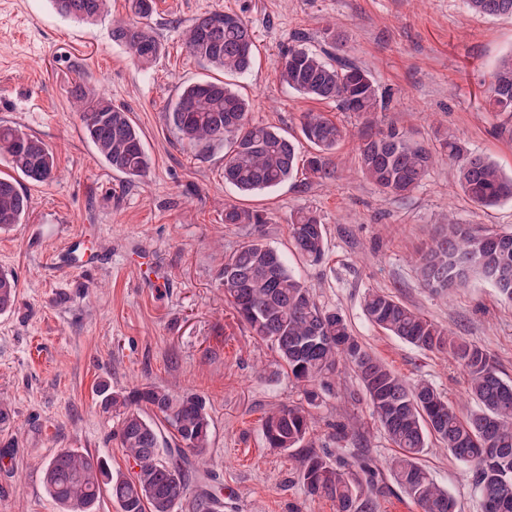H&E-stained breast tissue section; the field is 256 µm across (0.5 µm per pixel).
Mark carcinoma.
Masks as SVG:
<instances>
[{"label": "carcinoma", "mask_w": 512, "mask_h": 512, "mask_svg": "<svg viewBox=\"0 0 512 512\" xmlns=\"http://www.w3.org/2000/svg\"><path fill=\"white\" fill-rule=\"evenodd\" d=\"M51 2L60 16L85 23L95 21L108 5V0ZM465 6L485 17H512V0H465ZM128 8L134 19L115 21L112 40L124 45L138 66L147 67L164 50L149 23L154 0H129ZM184 39L193 58L226 75H242L253 66L255 36L236 14L202 13L185 29ZM322 42L319 51L298 40L289 45L277 60L279 79L306 98L333 102L339 111L364 120L356 135L358 170L380 192L409 195L437 161L446 160L455 166L458 185L475 207L512 200V174L488 156L455 138H438L430 146L391 121L375 122L372 116L387 109L390 95L345 54L342 30L324 28ZM70 99L86 139L108 167L130 183L144 177L149 157L128 111L82 81L71 85ZM486 103L502 117L497 133L512 139V53L490 73ZM166 119L189 146L204 152L225 149L224 182L242 193L275 188L297 174L308 184L336 181L331 154L350 137L342 121L305 112L300 130L312 151L302 154L279 129L249 118V103L218 79L184 86ZM0 156L31 182L43 184L57 177L55 157L43 140L16 125H0ZM29 207V197L17 181L0 177V232L21 223ZM224 223L258 229L266 219L255 210L226 203ZM485 235L496 242L488 246L473 225L448 220L418 261L424 287L446 293L478 277L512 301V232ZM288 236L306 261L324 260L326 230L317 211L293 210ZM219 281L240 320L270 343L299 387L298 401L265 414L262 431L269 447L298 459L307 496L334 502L336 512H378L381 499L392 493L370 464L361 423L330 424L334 454L316 439L315 410L333 393L336 377L349 368L358 383L351 397L365 401L397 448L389 471L419 512H456L452 497L420 463L432 437L470 469L483 512H512V382L500 375L487 350L392 293L370 290L364 295V312L374 326L422 352L451 358L463 374L467 396L478 405L465 412L449 405L431 384L409 383L392 371L355 336L340 311L317 303L262 234L224 258ZM16 293L14 276L0 272V313L12 308ZM96 392L102 409L118 418L113 435L133 461V475H114L104 458L64 448L44 464V484L59 512H93L105 488L121 512H175L193 477L196 512L224 507L220 491L209 484V472L201 468L210 442V420L201 396L151 383L114 390L105 380L98 382Z\"/></svg>", "instance_id": "carcinoma-1"}]
</instances>
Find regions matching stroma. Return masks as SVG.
<instances>
[{"instance_id":"obj_1","label":"stroma","mask_w":512,"mask_h":512,"mask_svg":"<svg viewBox=\"0 0 512 512\" xmlns=\"http://www.w3.org/2000/svg\"><path fill=\"white\" fill-rule=\"evenodd\" d=\"M214 10L240 15L254 31L256 61L233 80L253 120L295 137L303 112L336 115L335 104L303 98L276 73L283 47L297 40L320 47L322 30L333 24L346 33L349 56L391 93L386 120L427 144L453 136L512 171V140L497 134L499 120L485 109L489 74L512 51V18L472 15L463 0H155L151 25L165 52L145 70L112 39L113 18L128 14L126 0H110L108 15L92 24L60 16L50 0H0V122L41 138L58 166L54 181L26 184L28 213L0 233V271L18 281L13 307L0 313V402L9 410L0 446L14 445L0 464V512H57L42 468L64 448L132 474L95 392L103 379L115 390L153 383L204 397L206 466L224 488V512H336L332 502L306 496L296 460L269 447L262 432L264 413L298 400L299 391L219 286L225 256L252 236L251 228L225 226L228 202L266 215L267 243L404 380L428 381L449 402H467L463 375L445 355L419 351L367 320L368 290L393 293L482 346L512 379V302L478 278L436 294L416 273L441 224L453 218L512 231V201L477 209L445 162L412 194H383L357 173L349 142L333 156L335 182L305 190L294 179L240 193L224 181L223 150L181 144L165 119L178 89L210 74L189 55L183 33ZM79 79L128 109L139 128L150 164L137 183L113 172L85 138L69 96ZM302 206L316 209L326 229V255L316 265L289 243L288 215ZM78 233L101 264L69 266L68 243ZM356 388L352 374H343L316 415L323 424H364L382 471L395 449L367 405L350 399ZM422 462L458 512H482L469 471L447 449L430 443Z\"/></svg>"}]
</instances>
